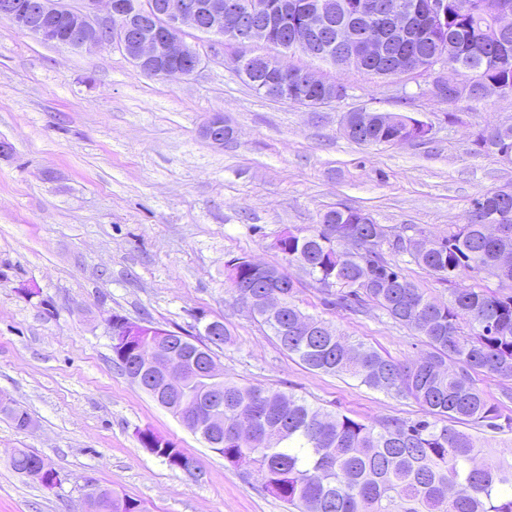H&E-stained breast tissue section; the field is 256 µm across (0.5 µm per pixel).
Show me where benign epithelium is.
Instances as JSON below:
<instances>
[{
    "mask_svg": "<svg viewBox=\"0 0 512 512\" xmlns=\"http://www.w3.org/2000/svg\"><path fill=\"white\" fill-rule=\"evenodd\" d=\"M79 12L71 13L59 0H35L25 4L21 0H0V17L16 29L43 41L77 49L92 50L105 43H113L124 52L136 69L156 77L193 76L201 69V59L193 45L186 42L184 33L199 32L238 45L242 51L232 59L236 73L249 76L254 56L247 48L267 42L271 28L288 21V2L281 3L277 18L257 25L244 24L251 14L244 0H180L176 4L163 0L146 12L132 0H81ZM332 18L325 0H309L301 20L291 28L290 39L279 45V50L298 49L311 56L326 44L324 33ZM418 18L432 28L441 27L448 18V0H390L386 3V26L406 32ZM336 40L347 49L349 56L383 58L388 53L387 40L374 33L362 38L355 36L351 26L337 31ZM224 125L223 120L207 118L200 128L204 139L214 145L224 141L213 135V130ZM111 334L128 341L135 336L151 333L150 344L134 349L133 363L149 368L161 378L162 387L145 386L141 376L130 379L161 398L179 394L186 379L194 374L217 375L223 367L212 359L203 365L189 357H178L171 347L176 333L164 328L117 318H107Z\"/></svg>",
    "mask_w": 512,
    "mask_h": 512,
    "instance_id": "1",
    "label": "benign epithelium"
}]
</instances>
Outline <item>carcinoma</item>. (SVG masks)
<instances>
[{"label":"carcinoma","mask_w":512,"mask_h":512,"mask_svg":"<svg viewBox=\"0 0 512 512\" xmlns=\"http://www.w3.org/2000/svg\"><path fill=\"white\" fill-rule=\"evenodd\" d=\"M502 4L512 6V0H448L445 30H421L405 40L394 36L388 61L363 59L356 69L387 79L413 56L420 64L410 72L429 79L440 66L459 72L467 93L447 89L444 100L449 103L478 101L486 82L512 96V31L505 35L497 25ZM281 68L277 58L258 54L246 83L265 98V85ZM322 90L333 92L338 101L348 96V86L338 79L324 80L307 96ZM355 116L343 115L341 131L358 144L408 141L425 126L403 113L376 111L365 122ZM474 145L479 153L512 156V125L480 130ZM487 224L512 228V186L476 198L470 223L451 225L433 240V248L417 254L407 249L412 240L407 227L378 224L363 209L348 206L324 212L304 231H288V238L275 245L320 286L324 305L357 313L372 304L420 337L425 351L411 362L354 343L333 328L300 331L309 315L296 305V287L285 280V267L234 258L236 274L228 280L237 299L270 328L283 350L309 370L411 399L424 417L389 418L376 428L325 413L292 394L226 378L216 384L198 380L187 386V394L204 415V429L215 425L211 398L219 393L223 399V446L214 451L228 464L248 468L289 512H512V459L479 462L488 445L484 433L512 432V416L488 402L476 379L480 374L512 378V295L465 284L473 275H493L502 241L486 233ZM404 255L451 286L450 299L431 297L408 278L396 261ZM241 279L251 284L256 300L236 287ZM137 345H112V362L121 372L128 373L129 350ZM0 415L18 429L31 420L13 399ZM242 418L252 424L249 440L231 433ZM138 438L172 467L185 459L173 442L148 429ZM40 463L34 452L19 448L10 466L32 479ZM93 508L144 512L138 501L115 493L112 501L96 502Z\"/></svg>","instance_id":"obj_1"}]
</instances>
